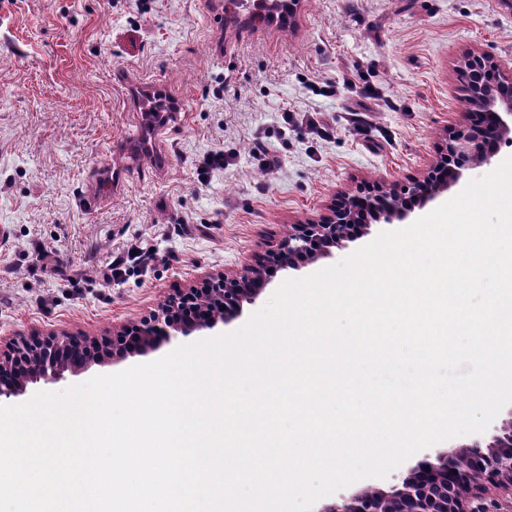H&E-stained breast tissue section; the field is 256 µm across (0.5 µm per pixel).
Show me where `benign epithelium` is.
Wrapping results in <instances>:
<instances>
[{"instance_id": "benign-epithelium-1", "label": "benign epithelium", "mask_w": 512, "mask_h": 512, "mask_svg": "<svg viewBox=\"0 0 512 512\" xmlns=\"http://www.w3.org/2000/svg\"><path fill=\"white\" fill-rule=\"evenodd\" d=\"M466 70L470 80L465 90L471 100L466 120L449 131L445 152L424 179L400 191L378 188L349 195L317 221L290 224L288 232L268 246L258 266L208 274L201 286L178 290L149 318L116 327L110 336L79 338L53 329L36 338H0V398L20 397L31 384L58 382L67 373L94 365L145 356L178 336L220 329L258 301L269 282L268 272L298 269L333 256V249L355 240L348 227L360 216L365 217L364 230L373 223H401L415 208H424L456 186L465 171L491 163L497 144L512 142V65L471 52ZM491 489L496 498L490 508L474 506ZM316 512H512V410L489 436L439 447L387 488L363 483L350 494L323 502Z\"/></svg>"}]
</instances>
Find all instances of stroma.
Masks as SVG:
<instances>
[{
	"label": "stroma",
	"mask_w": 512,
	"mask_h": 512,
	"mask_svg": "<svg viewBox=\"0 0 512 512\" xmlns=\"http://www.w3.org/2000/svg\"><path fill=\"white\" fill-rule=\"evenodd\" d=\"M470 50L512 60V0H295L284 18L220 15L213 0H0V336L103 335L204 274L257 263L341 193L424 178L462 118ZM141 80L189 112L163 139L170 163L141 156L86 211L92 176L135 148L123 135L141 121ZM257 139L277 168L253 155ZM219 147L232 165L205 170ZM385 230L272 273L261 303ZM137 240L152 265L103 285L95 270Z\"/></svg>",
	"instance_id": "35a3bbf8"
}]
</instances>
